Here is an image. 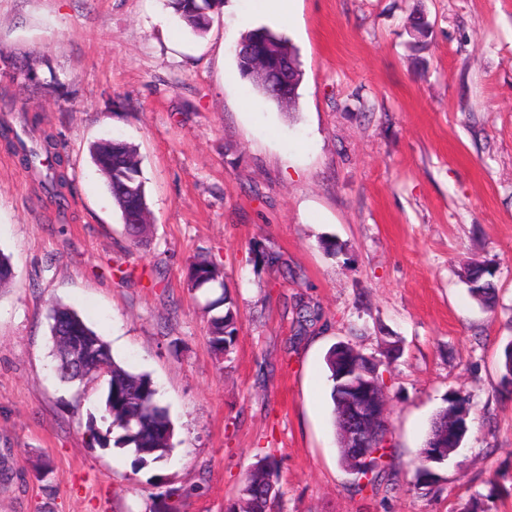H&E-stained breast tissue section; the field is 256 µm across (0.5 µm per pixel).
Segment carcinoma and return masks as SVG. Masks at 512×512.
<instances>
[{
  "mask_svg": "<svg viewBox=\"0 0 512 512\" xmlns=\"http://www.w3.org/2000/svg\"><path fill=\"white\" fill-rule=\"evenodd\" d=\"M171 3L179 19L188 28L203 34L208 30L212 15L219 10L223 0H171ZM254 39L269 44L292 63L287 76L286 92L263 89L262 95L279 107H295L303 79L296 51L285 38L264 26L254 28L240 37L242 41ZM14 150L27 169L35 165L36 159H41V187L57 200H63L65 176L59 170L61 159L56 143L48 139L43 148L35 153L26 149L17 139ZM89 152L93 164L108 186L115 207L120 211L123 224L133 228L128 233L130 240L136 245L141 244L149 237L152 224L136 147L119 139H104L92 143ZM280 260V254L270 248L256 252L255 263L265 267L275 268L279 266ZM464 274L471 297L486 309L495 308L496 293L491 281L494 270L484 264H470ZM188 278L193 288L217 286L222 289L220 295L208 303L211 311L222 309V312L208 321V344L216 356H229L239 330V315L235 301L224 289L222 265L211 257H201L190 265ZM48 319L52 332L59 323H65L67 335L73 337L86 352L82 368L69 372L63 365L65 343L60 337L52 336L54 370L58 378L65 383L80 384L99 376L106 380L103 420L107 422V427L102 432L95 425H88L89 444L101 447L112 444L117 448H129L134 454V464L141 467L150 461L157 462L169 456L173 450L171 439L174 427L167 410L158 403V391L150 377L137 374L117 363L102 337L89 328L73 309L56 304L49 309ZM356 359L354 348L350 346L341 350L332 347L326 354L333 419L338 431L344 423V400L347 395L345 385L350 382V378L343 376V372L346 367L355 364ZM276 479L275 461L268 457L260 459L247 471L239 495L227 508V512H269L272 499L269 491L275 489ZM194 491L196 488L189 487L179 493L168 489L160 492L158 497L163 499L164 512H180V503L173 496L188 498Z\"/></svg>",
  "mask_w": 512,
  "mask_h": 512,
  "instance_id": "1",
  "label": "carcinoma"
}]
</instances>
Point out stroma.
Segmentation results:
<instances>
[{
    "mask_svg": "<svg viewBox=\"0 0 512 512\" xmlns=\"http://www.w3.org/2000/svg\"><path fill=\"white\" fill-rule=\"evenodd\" d=\"M255 4L224 0L197 35L168 0H0V52L40 78L0 72V124L57 140L66 177L60 204L0 139V512H153L164 484L199 487L181 512H225L268 454L270 512H512V0H296L278 20ZM245 16L297 49L295 112L241 76ZM112 137L141 157L155 232L138 246L89 156ZM259 245L290 276L255 265ZM200 254L239 309L224 359L205 310L221 288L188 282ZM468 262L495 269V310L470 296ZM300 299L316 311L303 327ZM57 303L150 376L168 458L138 469L89 445L105 386L54 374ZM339 342L376 360L388 396L389 466L362 487L336 445ZM452 394L470 430L428 487L420 452Z\"/></svg>",
    "mask_w": 512,
    "mask_h": 512,
    "instance_id": "obj_1",
    "label": "stroma"
}]
</instances>
